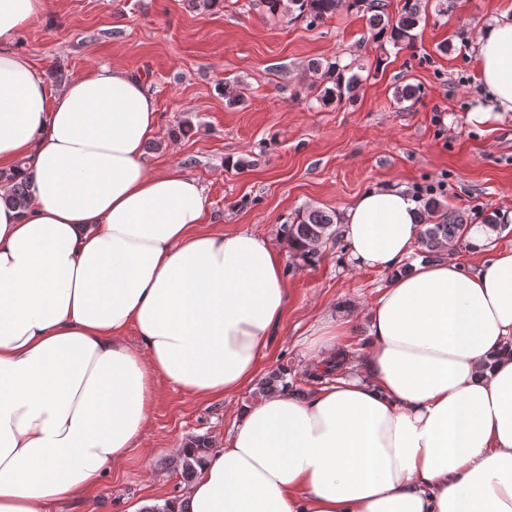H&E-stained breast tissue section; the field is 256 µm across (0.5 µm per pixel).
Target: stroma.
I'll return each instance as SVG.
<instances>
[{"label":"stroma","mask_w":512,"mask_h":512,"mask_svg":"<svg viewBox=\"0 0 512 512\" xmlns=\"http://www.w3.org/2000/svg\"><path fill=\"white\" fill-rule=\"evenodd\" d=\"M413 46L373 40L364 12L336 11L319 26L267 14L258 0H224L200 14L187 0H45L16 48L50 88L115 61L149 81L158 125L145 159L157 171L195 179L208 199L211 229L249 230L271 242L287 264L288 307L261 359L259 376L284 367L302 396L312 353L304 347L322 319L359 315L342 349L362 364L371 341L367 310L390 275L356 270L344 243L327 241L319 260L292 268L279 227L306 206L341 213L379 184L445 183L438 200L482 224L512 207V114L470 122L479 100L473 30L512 0H423ZM357 67L354 99L318 100L312 60ZM421 89L416 104L395 91ZM240 97L227 106L225 88ZM193 131L177 135L179 124ZM253 390L224 399L184 393L164 379L141 447L106 475L94 498L61 512H144L187 492L171 461L198 437L221 447L233 409Z\"/></svg>","instance_id":"stroma-1"}]
</instances>
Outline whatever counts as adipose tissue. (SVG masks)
<instances>
[{
  "mask_svg": "<svg viewBox=\"0 0 512 512\" xmlns=\"http://www.w3.org/2000/svg\"><path fill=\"white\" fill-rule=\"evenodd\" d=\"M43 0H0V512L85 500L142 439L164 378L199 398L255 378L288 301L280 252L207 231L194 179L144 160L145 78L115 62L49 91L14 43ZM474 122L512 112V12L472 36ZM429 214L403 188L341 217L353 265L387 271L365 365L243 409L184 512H512V248L398 266ZM135 331L141 344L124 338ZM0 182L10 184V191L1 199L10 205L24 207L28 202V183L16 170L0 172Z\"/></svg>",
  "mask_w": 512,
  "mask_h": 512,
  "instance_id": "obj_1",
  "label": "adipose tissue"
}]
</instances>
